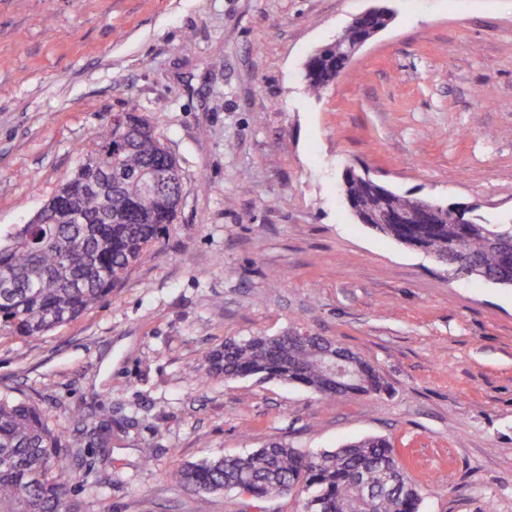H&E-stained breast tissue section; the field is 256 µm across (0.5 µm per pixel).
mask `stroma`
Returning a JSON list of instances; mask_svg holds the SVG:
<instances>
[{
	"label": "stroma",
	"mask_w": 512,
	"mask_h": 512,
	"mask_svg": "<svg viewBox=\"0 0 512 512\" xmlns=\"http://www.w3.org/2000/svg\"><path fill=\"white\" fill-rule=\"evenodd\" d=\"M380 7L392 23L309 96V57ZM132 108L178 161L176 223L111 301L0 335V392L36 401L79 451L77 512H195L168 470L273 438L367 437L397 448L420 512H512V288L452 278L340 191L363 167L512 222V0H0V228L31 221ZM298 330L391 394L186 376L228 339ZM211 512L304 498L226 493Z\"/></svg>",
	"instance_id": "stroma-1"
}]
</instances>
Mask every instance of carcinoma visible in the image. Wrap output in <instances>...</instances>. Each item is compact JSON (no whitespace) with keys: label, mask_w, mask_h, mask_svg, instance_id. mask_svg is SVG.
<instances>
[{"label":"carcinoma","mask_w":512,"mask_h":512,"mask_svg":"<svg viewBox=\"0 0 512 512\" xmlns=\"http://www.w3.org/2000/svg\"><path fill=\"white\" fill-rule=\"evenodd\" d=\"M378 10L362 28H348L318 52L302 79L321 94L349 65L347 51L362 31L386 27ZM100 133L76 174L45 204L39 224H21L0 243V335L40 336L107 301L137 263L147 259L174 223L179 206L171 191L149 195L144 170L177 160L137 112L119 113ZM417 198L390 192L378 210H408ZM370 228L413 250L448 259V271L464 279L512 287V224H487L478 215L448 210L446 224H372ZM319 339L288 350L268 336L230 340L211 351L207 369L192 379L255 378L306 387L324 398L389 391L380 374L360 359L340 388L317 358ZM73 453L50 416L24 396L0 395V512H67L75 479ZM201 503L248 489L255 501L291 493L315 502L310 512H419L421 497L404 465L383 437L306 452L281 439L235 455L212 456L167 473Z\"/></svg>","instance_id":"cac0c4a2"}]
</instances>
